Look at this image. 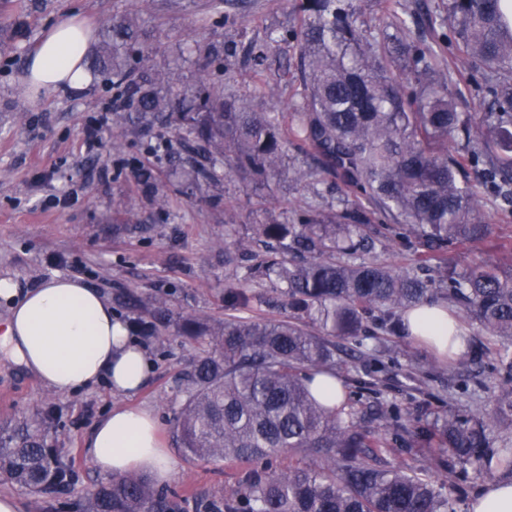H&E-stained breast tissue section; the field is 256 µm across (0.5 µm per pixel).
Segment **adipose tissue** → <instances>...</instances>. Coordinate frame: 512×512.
Returning a JSON list of instances; mask_svg holds the SVG:
<instances>
[{
    "mask_svg": "<svg viewBox=\"0 0 512 512\" xmlns=\"http://www.w3.org/2000/svg\"><path fill=\"white\" fill-rule=\"evenodd\" d=\"M93 41L92 24L77 16L49 28L28 58L24 82L31 99L85 92ZM0 300L10 309L0 325V350L52 390L71 393L104 379L114 393L132 394L145 384L151 371L146 350L130 339L104 297L79 279L55 278L23 292L3 278ZM407 332L443 356L468 347L466 331L442 304L410 313ZM88 448L105 475L146 472L166 482L174 472L160 445L157 419L147 409L113 408L94 428ZM468 512H512V478L482 485Z\"/></svg>",
    "mask_w": 512,
    "mask_h": 512,
    "instance_id": "obj_1",
    "label": "adipose tissue"
}]
</instances>
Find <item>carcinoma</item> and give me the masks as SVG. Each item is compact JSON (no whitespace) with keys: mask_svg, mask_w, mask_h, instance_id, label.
I'll return each instance as SVG.
<instances>
[{"mask_svg":"<svg viewBox=\"0 0 512 512\" xmlns=\"http://www.w3.org/2000/svg\"><path fill=\"white\" fill-rule=\"evenodd\" d=\"M384 24H357L354 0H299L298 28L280 42L296 43L302 103L290 112H255L206 88L211 61L197 83L176 71L145 70L156 50L134 17L115 16L101 29L91 67L120 90L112 107L125 148L127 125L150 135L172 126L190 159L175 171L188 185L212 181L226 165L247 186L287 180L288 148L308 155L305 183L316 198L330 179L348 193L336 205L298 219L229 223L224 255L253 261L243 281L224 294V321L192 317L178 329L204 345L187 375L176 417L179 447L194 460L224 459L265 469L246 472L239 489L205 512H454L446 484L428 470L389 463L391 443L408 430L394 407L381 408L378 431L360 426L357 412L329 406L311 392L315 376L336 375V339L353 354L373 356L382 372L380 334L403 336L404 314L451 303L498 341L500 378L490 412L450 410L414 427L435 464L448 462L493 478L512 473V438L493 447L491 428L512 422V242L498 250L508 267L478 262L461 272L448 247L485 243L491 225L475 196L474 179L512 204V11L504 0H448L434 28L453 36L456 63L439 61L438 43L413 33L400 0H379ZM482 75L487 101L461 112L451 88L459 64ZM463 155L448 152V143ZM141 190L164 203L153 172L133 168ZM406 226L421 248L426 277L394 269L372 255L376 235ZM268 279L285 289L288 319L244 318L246 282ZM51 403L12 428H0V477L35 495L62 491L70 471L47 445ZM285 469L272 464L284 455ZM87 512H179L177 500L151 478L132 473L87 497Z\"/></svg>","mask_w":512,"mask_h":512,"instance_id":"1","label":"carcinoma"}]
</instances>
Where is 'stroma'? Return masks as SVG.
I'll use <instances>...</instances> for the list:
<instances>
[{
  "label": "stroma",
  "instance_id": "1",
  "mask_svg": "<svg viewBox=\"0 0 512 512\" xmlns=\"http://www.w3.org/2000/svg\"><path fill=\"white\" fill-rule=\"evenodd\" d=\"M124 13L146 21L163 46L161 53L144 57L142 66L173 64L191 82L209 48L219 45L223 52L211 66L210 82L222 86L225 96L243 99L257 112H288L300 101L298 82L282 77L283 69H296L295 52L275 41L279 32L298 26L294 0H0V277L25 290L53 277L80 278L128 324L141 316L149 299L164 316L220 321L226 289L238 286L246 272L242 265H224L228 214L252 224L309 209L301 177L309 173L312 160L294 154L291 164L298 178L258 191L245 189L227 173L184 186L167 179L172 163L183 155L174 130L162 128L169 150L154 156L145 152L135 132H127L126 148L118 153L111 125L93 128L95 119L112 110V87L102 76H94L83 94L31 101L22 76L46 29L75 14L99 29ZM252 43L270 46L263 69H253L246 60L245 49ZM268 85L275 87V95L265 93ZM133 157L155 175L166 197L164 209L138 190L128 164ZM477 195L490 216L493 242L449 249L451 265L460 270L479 260L497 261L495 243L512 240V204L482 185ZM118 198L126 201L128 214L113 212ZM137 343L148 352L153 371L141 392L128 397L114 395L104 383L59 394L0 355V425L55 402L47 443L73 470L71 487L51 497L38 498L0 480V494L14 496L21 512H80L78 504L89 491L110 485V477L95 467L86 441L116 405L155 412L162 444L175 461L164 488L178 494L183 512H199L205 502L236 490L239 464L188 459L174 438V417L186 397V374L198 356L197 344L164 325L155 338L141 337ZM388 346L378 392L359 384L370 366L368 357H355L336 369L362 425L375 427L372 414L382 403L398 404L415 420L448 409H492L496 387H478L455 359L406 336L392 337Z\"/></svg>",
  "mask_w": 512,
  "mask_h": 512
}]
</instances>
